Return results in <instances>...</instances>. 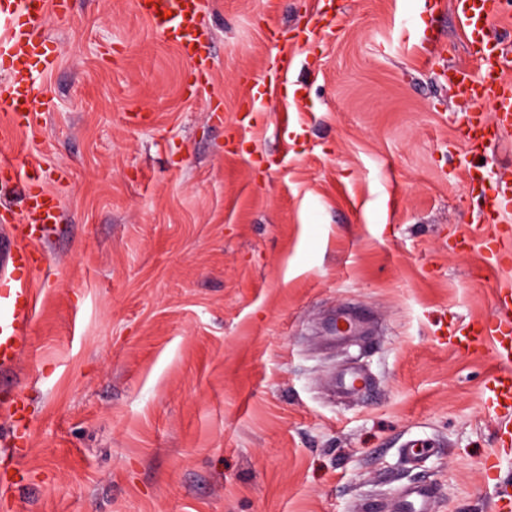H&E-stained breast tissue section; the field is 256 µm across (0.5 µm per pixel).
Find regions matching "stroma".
Instances as JSON below:
<instances>
[{"label":"stroma","instance_id":"35a3bbf8","mask_svg":"<svg viewBox=\"0 0 512 512\" xmlns=\"http://www.w3.org/2000/svg\"><path fill=\"white\" fill-rule=\"evenodd\" d=\"M338 5L306 41L320 0H205L192 99L134 0L47 14L51 110L18 132L0 111V158L40 165L62 207L0 373V433L11 397L32 420L0 512H387L413 485L433 512H488L512 481V453L486 466L493 354L446 336L512 285L462 243L467 172L494 182L512 133L481 161L459 140L475 106L445 75L472 64L452 10Z\"/></svg>","mask_w":512,"mask_h":512}]
</instances>
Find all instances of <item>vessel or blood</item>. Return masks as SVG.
I'll list each match as a JSON object with an SVG mask.
<instances>
[{
	"mask_svg": "<svg viewBox=\"0 0 512 512\" xmlns=\"http://www.w3.org/2000/svg\"><path fill=\"white\" fill-rule=\"evenodd\" d=\"M467 36L469 53L479 62L478 73L457 66L450 68L452 87L459 100L481 102L485 111L471 113L464 125V143L469 154L485 155L501 138L512 132V31L502 25L512 15V0H450ZM138 10L149 17L157 31L174 42L189 65L191 85L207 83L211 56L204 31V0H136ZM69 0H0V22L7 35L0 40V111L6 112L13 130L38 126L50 102L38 80L58 63V52L44 29L47 11L66 14ZM0 182L23 191L22 214L9 226L5 259L0 262V370L15 368L35 312L33 273L45 261L42 246L55 232L60 219V200L43 188L41 168H31L14 159H0ZM483 187L484 206L471 227V239L483 241L484 230L494 226L496 247L488 264L499 268L512 264V225L505 216L512 209V178L502 177L484 187L483 171L468 173L466 190ZM449 344L460 353L490 349L498 370L482 392L484 408L499 419L502 447L512 446V288H497L491 316L468 321L452 330ZM8 411L12 426L0 439V474L13 471L12 448L24 444L28 428L23 425L18 402ZM431 488L407 487L397 512H431Z\"/></svg>",
	"mask_w": 512,
	"mask_h": 512,
	"instance_id": "obj_1",
	"label": "vessel or blood"
}]
</instances>
